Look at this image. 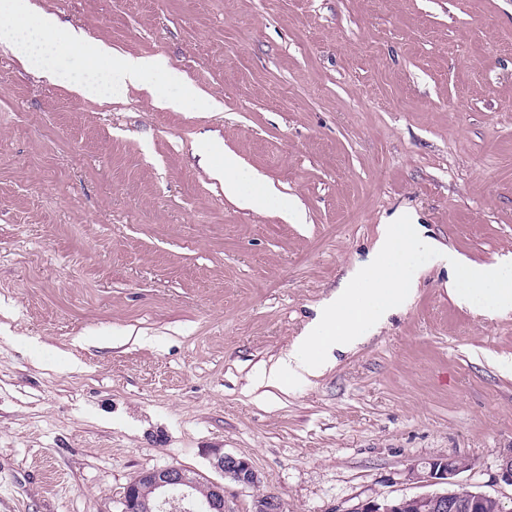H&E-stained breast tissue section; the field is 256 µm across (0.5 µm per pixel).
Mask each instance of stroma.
I'll return each mask as SVG.
<instances>
[{"label": "stroma", "mask_w": 512, "mask_h": 512, "mask_svg": "<svg viewBox=\"0 0 512 512\" xmlns=\"http://www.w3.org/2000/svg\"><path fill=\"white\" fill-rule=\"evenodd\" d=\"M33 2L217 107L85 99L0 44V512H122L141 471L215 478L212 448L260 477L224 512H350L448 456L512 502V313L458 304L451 266L321 376L255 384L398 214L512 255V0ZM209 134L301 218L230 201Z\"/></svg>", "instance_id": "1"}]
</instances>
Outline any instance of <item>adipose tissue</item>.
Returning <instances> with one entry per match:
<instances>
[{"label":"adipose tissue","instance_id":"1","mask_svg":"<svg viewBox=\"0 0 512 512\" xmlns=\"http://www.w3.org/2000/svg\"><path fill=\"white\" fill-rule=\"evenodd\" d=\"M206 155L218 156V163L208 169L209 175L223 183L225 195L240 205L256 211L264 210L269 202L276 197V189L268 184H249L247 177L242 173L237 158L224 152L221 144L210 143L204 146Z\"/></svg>","mask_w":512,"mask_h":512}]
</instances>
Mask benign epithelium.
I'll list each match as a JSON object with an SVG mask.
<instances>
[{"instance_id":"1","label":"benign epithelium","mask_w":512,"mask_h":512,"mask_svg":"<svg viewBox=\"0 0 512 512\" xmlns=\"http://www.w3.org/2000/svg\"><path fill=\"white\" fill-rule=\"evenodd\" d=\"M210 455L212 467L222 477L244 487L259 485V474L247 460L226 454L220 448L211 449ZM465 469L466 466L453 457L412 463L405 470L407 481L422 487L440 485L442 489L400 500L370 496L358 502L349 512H406L413 507L433 508L437 512H483L491 500L485 493L472 492L468 498L461 499L456 493L448 491V487L457 484L456 477ZM499 476L512 485V448H506L500 453ZM198 483L195 474L179 466L142 471L125 488L122 512H145L142 497L145 486L157 492L156 509L160 512L165 508L178 512L185 501L190 504L193 512H224V484L209 481L208 494L205 499L199 500L193 497V490ZM283 509L281 500L273 494L259 495L253 502V512H283Z\"/></svg>"}]
</instances>
